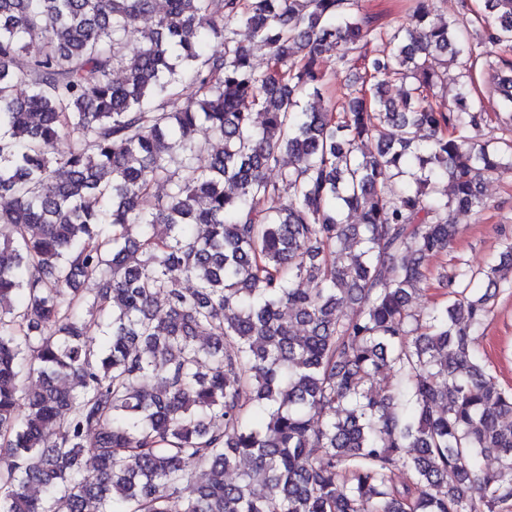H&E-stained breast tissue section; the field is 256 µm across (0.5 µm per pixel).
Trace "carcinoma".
Listing matches in <instances>:
<instances>
[{
    "label": "carcinoma",
    "instance_id": "carcinoma-1",
    "mask_svg": "<svg viewBox=\"0 0 512 512\" xmlns=\"http://www.w3.org/2000/svg\"><path fill=\"white\" fill-rule=\"evenodd\" d=\"M413 2L377 33L359 0H0V512L512 503V389L475 348L512 241L443 271V305L411 306L457 234L448 212L484 207L512 139L479 135L464 21ZM486 4L488 43L511 49L512 0ZM326 53L362 65L338 113ZM437 54L461 67L453 111ZM487 75L511 113L512 63Z\"/></svg>",
    "mask_w": 512,
    "mask_h": 512
}]
</instances>
